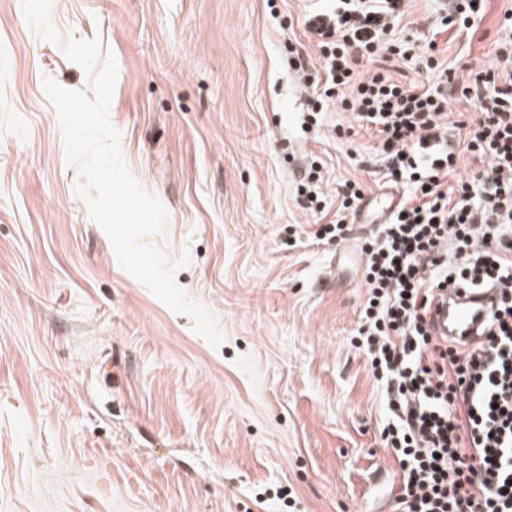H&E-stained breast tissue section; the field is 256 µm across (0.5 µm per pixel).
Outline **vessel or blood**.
Returning <instances> with one entry per match:
<instances>
[{"label": "vessel or blood", "instance_id": "b4317fda", "mask_svg": "<svg viewBox=\"0 0 512 512\" xmlns=\"http://www.w3.org/2000/svg\"><path fill=\"white\" fill-rule=\"evenodd\" d=\"M495 291L450 288L430 306L427 320L433 336L469 351L482 340L479 329L491 309L497 307Z\"/></svg>", "mask_w": 512, "mask_h": 512}]
</instances>
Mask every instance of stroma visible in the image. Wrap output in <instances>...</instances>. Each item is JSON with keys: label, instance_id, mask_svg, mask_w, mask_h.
<instances>
[{"label": "stroma", "instance_id": "1", "mask_svg": "<svg viewBox=\"0 0 512 512\" xmlns=\"http://www.w3.org/2000/svg\"><path fill=\"white\" fill-rule=\"evenodd\" d=\"M301 0H0V512H397L386 411L348 340L359 245L317 240L294 164L335 200L384 193L375 134L307 108ZM512 0L475 36L445 32L459 82L493 63ZM118 62L109 120L167 211L160 248L224 336L213 349L119 264L77 193L50 78L92 93ZM292 490L291 506L278 489Z\"/></svg>", "mask_w": 512, "mask_h": 512}]
</instances>
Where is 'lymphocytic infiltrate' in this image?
Returning <instances> with one entry per match:
<instances>
[{
	"instance_id": "1",
	"label": "lymphocytic infiltrate",
	"mask_w": 512,
	"mask_h": 512,
	"mask_svg": "<svg viewBox=\"0 0 512 512\" xmlns=\"http://www.w3.org/2000/svg\"><path fill=\"white\" fill-rule=\"evenodd\" d=\"M488 0H450L422 47L395 31L406 0H329L303 17L317 56L300 61L309 121L341 103L380 138L386 177L405 191L363 248L366 301L350 343L385 406L382 445L401 479L399 512H512V12L493 66L455 83L437 36L476 34ZM425 66L404 85L380 58ZM471 111L448 121L451 100ZM485 168L463 177V156ZM497 289L482 343L458 351L431 335L435 295Z\"/></svg>"
}]
</instances>
